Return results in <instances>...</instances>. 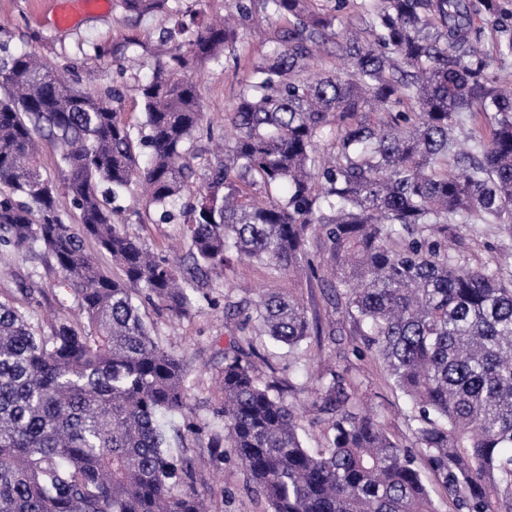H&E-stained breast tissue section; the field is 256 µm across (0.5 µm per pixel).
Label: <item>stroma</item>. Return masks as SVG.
I'll list each match as a JSON object with an SVG mask.
<instances>
[{"label":"stroma","instance_id":"obj_1","mask_svg":"<svg viewBox=\"0 0 512 512\" xmlns=\"http://www.w3.org/2000/svg\"><path fill=\"white\" fill-rule=\"evenodd\" d=\"M34 2L0 0V30L13 46L36 48L68 77L81 79L86 72H96L92 92H103L110 81H117L123 95L122 112L129 120L140 118L139 88L153 72L150 51L161 34L160 16L130 14L119 0H110V7L93 8L72 26L59 29L36 16ZM265 51L258 37L244 28L226 49L225 64L208 65L191 74L201 94L205 124L223 131L225 140L234 135L229 116L239 84ZM120 204L129 232L139 235L149 247L166 251L176 245V224L139 223L144 206L137 195L126 194ZM501 244L493 224H466L448 232L450 254L492 267L502 258ZM329 280L324 270L315 277L295 278L271 266L234 258L225 266L223 276L211 277L200 290L197 309L185 316H172L161 304L144 300L142 312L154 336L184 363L190 409L172 415L170 421L179 427L191 423L200 428L199 433L186 436L181 446L194 463L196 487L209 512H268L263 499L245 490L244 475L233 453L217 462L210 457L214 438L224 434L221 394L215 380L224 366V350L232 345L260 353L257 375L261 382L281 389L284 398L295 405L299 433L311 453L326 448L333 436L325 415L311 406L316 379L329 367L345 374L359 402L374 408L392 440L411 446V402L395 386L382 359L366 348L345 306L332 304ZM24 289L29 292L28 308L36 322L45 324L78 314L73 294L52 263L0 255V299L19 297ZM275 293L293 295L306 312L311 334L298 348L276 347L267 337L248 336L239 329L242 315L253 312L259 296ZM228 303L238 306V314H225Z\"/></svg>","mask_w":512,"mask_h":512}]
</instances>
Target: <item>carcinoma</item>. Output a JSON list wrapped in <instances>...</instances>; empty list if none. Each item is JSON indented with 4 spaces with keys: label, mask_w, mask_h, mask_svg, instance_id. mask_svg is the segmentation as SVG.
Segmentation results:
<instances>
[{
    "label": "carcinoma",
    "mask_w": 512,
    "mask_h": 512,
    "mask_svg": "<svg viewBox=\"0 0 512 512\" xmlns=\"http://www.w3.org/2000/svg\"><path fill=\"white\" fill-rule=\"evenodd\" d=\"M168 2L120 0L169 24L135 125L107 108L118 90L78 87L0 39V253L54 262L82 315L46 330L0 300V512H202L192 465L163 423L189 410L183 363L151 334L137 293L180 317L231 255L310 269L316 231L332 297L410 397L423 465L333 369L312 406L331 415L334 435L311 454L293 407L235 349L224 352V439L211 456L233 449L269 512H439L424 466L454 512H512V268L448 254L455 224H495L512 239V95L493 85L480 47L489 21L496 51L512 56L506 0H366L360 27L338 32L348 0L324 12L317 0H226L224 20L202 23ZM260 15L286 25L263 32L267 50L230 115L234 141L216 146L184 203L195 143L214 139L189 74L220 61ZM317 46L349 70L306 77ZM478 111L495 124L462 150V114ZM44 140L58 150L57 180L40 170ZM134 189L143 223L152 209L163 223L179 210L182 260L121 224L116 202ZM254 311L241 331L289 347L309 336L291 295H264Z\"/></svg>",
    "instance_id": "carcinoma-1"
}]
</instances>
